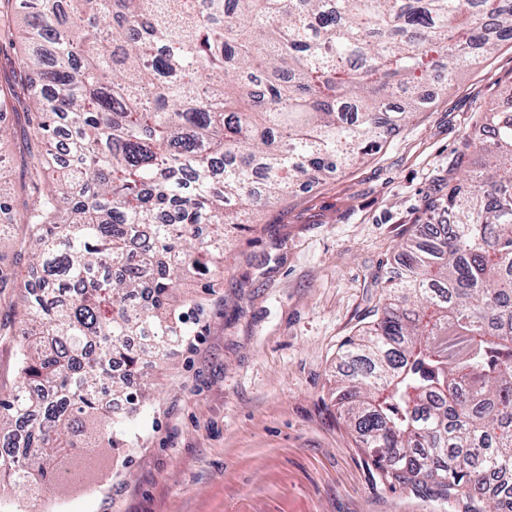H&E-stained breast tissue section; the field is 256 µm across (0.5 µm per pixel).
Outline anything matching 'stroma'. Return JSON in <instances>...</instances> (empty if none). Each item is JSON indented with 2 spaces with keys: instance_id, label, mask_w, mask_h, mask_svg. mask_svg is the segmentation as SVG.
Returning <instances> with one entry per match:
<instances>
[{
  "instance_id": "1",
  "label": "stroma",
  "mask_w": 512,
  "mask_h": 512,
  "mask_svg": "<svg viewBox=\"0 0 512 512\" xmlns=\"http://www.w3.org/2000/svg\"><path fill=\"white\" fill-rule=\"evenodd\" d=\"M512 86V41L425 107L380 150L271 201L231 230L224 267L186 280L187 334L155 372L127 425L130 448L64 462L76 480L32 496L0 488L22 512H449L445 501L388 482L336 405L341 346L381 303L400 241L440 221L448 182L474 160L480 117ZM0 196H16L39 145L23 114L0 112ZM27 250H0L17 296Z\"/></svg>"
}]
</instances>
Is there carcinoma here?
<instances>
[{
  "instance_id": "cac0c4a2",
  "label": "carcinoma",
  "mask_w": 512,
  "mask_h": 512,
  "mask_svg": "<svg viewBox=\"0 0 512 512\" xmlns=\"http://www.w3.org/2000/svg\"><path fill=\"white\" fill-rule=\"evenodd\" d=\"M17 40L0 112L33 113L45 145L16 199L42 287L19 297L0 481L40 495L84 454L88 418L124 445L185 335L177 281L224 262V226L378 150L425 87L512 40V0H0V51ZM484 118L441 202L451 233L400 244L403 272L342 345L336 404L388 481L505 512L512 492L485 475L512 472V113Z\"/></svg>"
}]
</instances>
